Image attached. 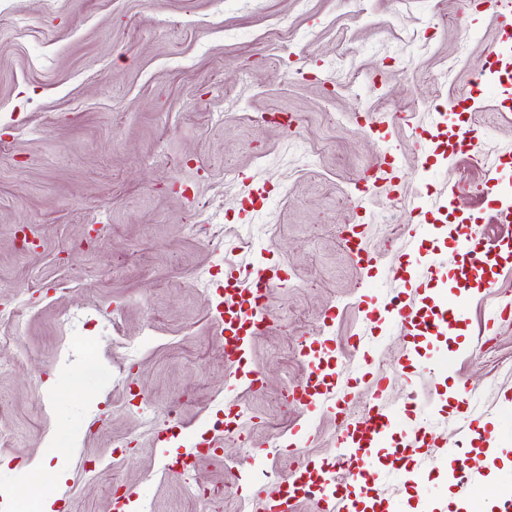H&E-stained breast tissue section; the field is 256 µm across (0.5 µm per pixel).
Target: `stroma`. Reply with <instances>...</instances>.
<instances>
[{
    "label": "stroma",
    "instance_id": "1",
    "mask_svg": "<svg viewBox=\"0 0 512 512\" xmlns=\"http://www.w3.org/2000/svg\"><path fill=\"white\" fill-rule=\"evenodd\" d=\"M498 37L492 11L460 0H0V305L24 310L0 344V427L12 432L0 445V512H36L21 497L36 482L58 512H114L116 484L139 512H256L257 490L273 489L294 459L336 456L333 416L284 398L305 374L296 330L330 340L351 418L375 391L371 376L386 377L384 398L409 426L443 433L483 473L466 495L443 449L416 459L410 479L380 457L374 495L394 512H500L512 477V373L502 369L512 317L499 307L512 302V268L492 292L483 278L457 280L453 236L474 224L493 244L498 225L489 199L448 194L463 179H512L498 168L512 154V112L477 80ZM461 99L470 107L457 121L481 132L480 171L431 139L435 113ZM275 112L292 126L264 121ZM293 142L313 164L283 158ZM385 155L397 184L347 200ZM197 203L222 234L190 232ZM21 224L37 226L38 249L20 252ZM355 224L366 268L336 240ZM429 226L444 276L423 281ZM230 264L284 270L265 300L272 326L250 346L259 392L224 360L214 290ZM202 268L214 274L205 293L193 286ZM419 280L427 295L444 288L465 304L449 333L424 341L371 313ZM444 354L452 369L431 374ZM464 380L477 388L470 408L448 398ZM127 388L174 413L173 432L145 428L125 407ZM230 404L252 421L188 471L170 467ZM473 413L485 431L469 442L460 428ZM59 463L62 485L48 477Z\"/></svg>",
    "mask_w": 512,
    "mask_h": 512
}]
</instances>
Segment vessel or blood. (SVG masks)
Returning a JSON list of instances; mask_svg holds the SVG:
<instances>
[{
    "mask_svg": "<svg viewBox=\"0 0 512 512\" xmlns=\"http://www.w3.org/2000/svg\"><path fill=\"white\" fill-rule=\"evenodd\" d=\"M482 70L495 73L496 88H512V60L502 58L498 45L488 48ZM435 129L439 138L452 145L469 143L476 137L473 126L451 125L443 119L436 122ZM481 193L501 200L496 215L500 229L498 243L487 246L478 230L466 232L457 243L464 257L459 273L464 277L479 269L505 267L506 254H512V201L503 198L501 183L495 177L484 182ZM280 280L279 271L273 268L255 274L227 268L224 290L216 304L224 325V358L238 364L239 378L248 380L254 388L263 387L264 378L260 371L248 369L247 351L252 341L266 330L268 321L265 296L258 293L257 285L262 282L272 288ZM461 311V302L452 294L442 302L440 311L425 313L423 302L412 291L395 293L379 308L387 320L400 322L425 336L448 332ZM303 356L308 378L296 385L289 396L305 408H323L334 414L339 454L332 465L296 462L279 485L265 494L262 512H293L297 502L304 498L313 499L321 512H360L355 495L368 481L365 463L373 449L389 445L396 431L402 429V419L377 393L367 404L365 416L350 421L345 401L334 396L338 376L332 349L325 344L311 343L305 346Z\"/></svg>",
    "mask_w": 512,
    "mask_h": 512,
    "instance_id": "b4317fda",
    "label": "vessel or blood"
}]
</instances>
